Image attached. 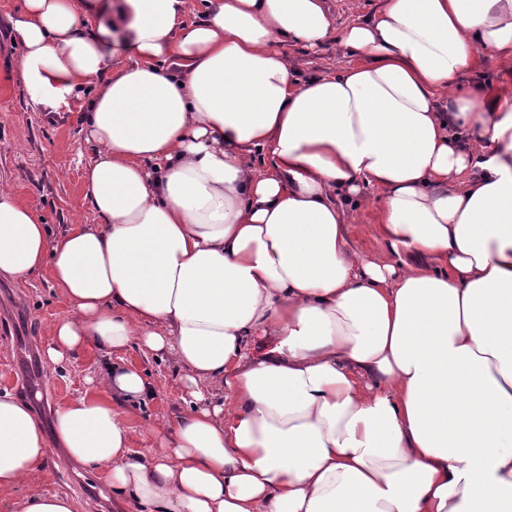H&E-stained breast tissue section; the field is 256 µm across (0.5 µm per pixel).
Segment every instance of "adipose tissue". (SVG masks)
<instances>
[{
    "label": "adipose tissue",
    "instance_id": "1",
    "mask_svg": "<svg viewBox=\"0 0 512 512\" xmlns=\"http://www.w3.org/2000/svg\"><path fill=\"white\" fill-rule=\"evenodd\" d=\"M186 2L12 21L33 107L86 102L101 221L53 233L0 185V277L49 271L69 313L44 359L102 364L49 432L0 392V490L57 446L136 512H512V103L459 84L512 63V0H380L342 31L327 0ZM334 38L356 65L304 81L279 49ZM369 186L380 236L427 264L351 248ZM132 345L188 392L150 456L122 416L145 376L112 361Z\"/></svg>",
    "mask_w": 512,
    "mask_h": 512
}]
</instances>
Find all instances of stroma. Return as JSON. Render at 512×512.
Segmentation results:
<instances>
[{
	"label": "stroma",
	"instance_id": "35a3bbf8",
	"mask_svg": "<svg viewBox=\"0 0 512 512\" xmlns=\"http://www.w3.org/2000/svg\"><path fill=\"white\" fill-rule=\"evenodd\" d=\"M18 0H0V184H9L17 197L34 205L52 231L72 224H96L99 216L84 201L83 171L92 156L85 141L79 112L55 118L33 109L22 76V51L12 40L10 18ZM288 59L300 79L321 76L351 66L353 57L337 43L314 49L297 45ZM465 85H482L485 103L497 108L512 99V65L487 57L479 69L462 73ZM382 204L379 190L347 209V238L363 257L387 263L411 262L408 253H394L378 234ZM67 306L53 287L49 273L19 281H0V391L27 397L44 426H51L55 410L84 393L101 359L88 348L73 355L60 368L51 369L40 355L47 329L65 315ZM125 361L145 371L151 392L143 401L128 404L126 420L134 435V451L152 452L151 428L182 408L183 386L176 367L166 359L130 347ZM57 492L73 499L75 512H119L103 478L83 470L61 450H54L43 473L16 490L0 492V504L22 497Z\"/></svg>",
	"mask_w": 512,
	"mask_h": 512
}]
</instances>
